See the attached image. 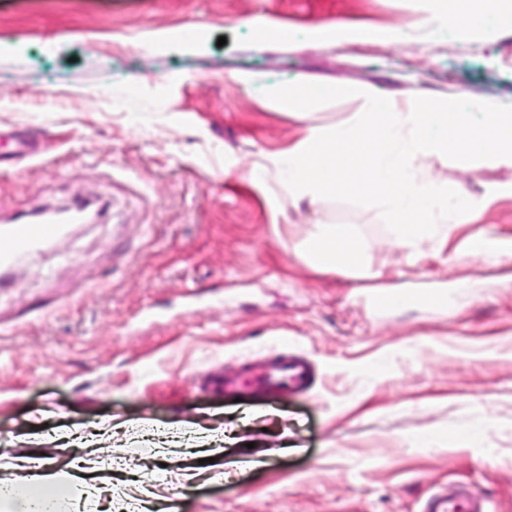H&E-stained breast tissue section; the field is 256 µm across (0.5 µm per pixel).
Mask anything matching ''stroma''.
Here are the masks:
<instances>
[{"mask_svg": "<svg viewBox=\"0 0 512 512\" xmlns=\"http://www.w3.org/2000/svg\"><path fill=\"white\" fill-rule=\"evenodd\" d=\"M285 82L512 105V25L450 27L440 0H0V127L38 146L0 143V221L78 198L101 213L0 281V447L66 469L55 434L132 421L99 434L97 467L127 459L116 512L138 450L173 423L241 441L215 457L229 478H168L156 507L422 512L469 485L512 512V255L464 253L512 246V169L440 168L476 218L407 260L378 208L294 206L273 173L250 175L356 110L295 118L264 94ZM318 224L353 225L370 275L309 269L293 247ZM440 288L444 311L371 309L375 292ZM277 355L308 363L304 388L255 381ZM228 373L236 391L217 385Z\"/></svg>", "mask_w": 512, "mask_h": 512, "instance_id": "1", "label": "stroma"}]
</instances>
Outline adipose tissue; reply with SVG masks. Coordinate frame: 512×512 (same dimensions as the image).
<instances>
[{
	"instance_id": "obj_1",
	"label": "adipose tissue",
	"mask_w": 512,
	"mask_h": 512,
	"mask_svg": "<svg viewBox=\"0 0 512 512\" xmlns=\"http://www.w3.org/2000/svg\"><path fill=\"white\" fill-rule=\"evenodd\" d=\"M512 13V0H445L443 14L452 27H479L494 12ZM311 269L364 272L365 246L350 225L322 224L294 248ZM104 487L82 477L80 470L61 471L49 459H27L9 482L0 483V512H85L100 503Z\"/></svg>"
}]
</instances>
